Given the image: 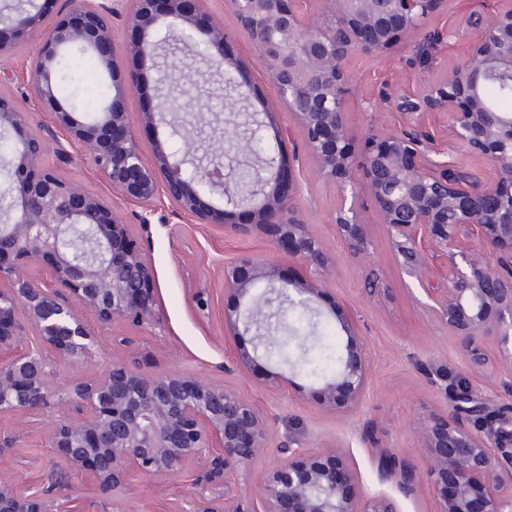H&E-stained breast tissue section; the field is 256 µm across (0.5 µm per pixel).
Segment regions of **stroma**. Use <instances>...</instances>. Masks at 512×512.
I'll use <instances>...</instances> for the list:
<instances>
[{"instance_id":"35a3bbf8","label":"stroma","mask_w":512,"mask_h":512,"mask_svg":"<svg viewBox=\"0 0 512 512\" xmlns=\"http://www.w3.org/2000/svg\"><path fill=\"white\" fill-rule=\"evenodd\" d=\"M477 7L476 0H445L439 13L412 41L377 57L353 60L345 123L354 146H361L372 132L393 130L402 124L395 112L367 111L368 100L391 88L416 89L434 76L438 66L454 65L464 55L465 39L448 47L440 35L447 29L463 27L465 15ZM224 28L229 35V53L248 64L255 86L242 109L263 111L269 98L266 75L257 65L251 45L238 34L232 15H225ZM36 48L35 41L30 40L13 51L0 91L12 95L23 110L34 113L39 128L51 130L55 127L53 117L39 111L27 91V74ZM169 60L177 70L193 72L197 81L179 119L201 126L206 135L219 134L230 114L218 110L217 105L232 98L233 90L225 86L223 77L210 73L194 44L179 45ZM122 75L129 86L123 105L146 154H153L158 148L176 150L178 144L169 138L167 127L153 128L139 121L140 112L149 107L155 95V71L129 59L122 66ZM292 125L289 112L272 111L258 137L270 143L277 135L288 136V161L301 187L296 215L324 243L336 263L328 289L316 302L320 321L336 350H343L351 338L362 343L368 381L361 402L346 414L325 411L307 391L310 379L299 372L293 375V389L268 391L263 379L272 364L265 358L247 370L233 369L239 343L224 327V309L230 304L224 296V261L241 253L257 257L273 254L283 277L302 281L310 278L312 271L285 248L276 247L269 233L255 230L242 236L215 224L198 223L190 216H175L167 221L152 219L142 234L155 271L157 304L166 331L161 337L139 338L138 359L143 368L152 371L202 374L226 385L272 418L274 436H293L309 448L345 449L365 496L389 498L397 512H438L439 495L430 478L431 463L418 434L423 419L448 409V401L435 383L437 375L442 371L452 376L469 372L474 384L500 400L512 395V359L502 355L496 341L490 338L484 348L493 357V364L480 373L471 371L467 353L428 309L426 291L443 283L444 259L430 260L424 281L403 275L379 222L377 207L365 193L360 195L359 204L366 215L370 246L365 255L348 254L332 222L336 188L315 176L302 138L293 132ZM449 125L446 115L432 114L425 118L423 127L447 147L458 170L480 182L489 179V162L454 145ZM57 169L91 192L110 198L129 224H138L142 206L113 194L88 161L77 157L58 164ZM200 292L206 293L210 302L204 312L194 303L195 294ZM125 333L120 326L100 328L94 363L78 369L61 367V375L80 379L108 368L113 359L124 354L112 339ZM21 460L31 463L26 478L35 486H43L45 470L55 460L53 449L44 443L43 428L34 427L24 444L0 447V473L11 474L14 463ZM386 460L415 473L413 491L403 492L397 480L381 479L380 467ZM191 484L188 475L166 484L137 483L123 496L122 506L125 512H183Z\"/></svg>"}]
</instances>
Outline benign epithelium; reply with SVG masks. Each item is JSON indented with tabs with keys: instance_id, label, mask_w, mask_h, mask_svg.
Returning <instances> with one entry per match:
<instances>
[{
	"instance_id": "obj_1",
	"label": "benign epithelium",
	"mask_w": 512,
	"mask_h": 512,
	"mask_svg": "<svg viewBox=\"0 0 512 512\" xmlns=\"http://www.w3.org/2000/svg\"><path fill=\"white\" fill-rule=\"evenodd\" d=\"M321 2L316 18L303 8L305 0H222V8L256 52L271 103L292 114L317 176L336 186L333 223L351 253L368 249L365 217L351 202L364 190L377 204L403 271L421 280L429 254L446 258L445 286L426 289L430 311L455 333L474 365L487 366L484 339L512 345V117L491 108L480 87L489 78L512 76V0L471 12L464 32L447 30L448 41L468 35L460 63L439 69L416 90L394 89L370 103L399 113L403 124L368 136L357 160L344 119L353 58L384 54L411 40L444 0ZM116 16L142 37L116 43ZM164 31L192 40L204 35L207 67L230 77L237 91L250 86L242 62L226 53L224 18L208 13L204 0H67L50 20L44 10L16 12L8 36H0V67L17 44L38 37L29 90L65 133L63 140L48 141L35 129L32 113L0 93V129L18 134L7 162L13 221L0 225V416L16 417V439L43 417L63 474L72 482L92 478L112 492L114 502L134 480L190 474L191 507L185 512H256L237 490L238 475L268 452L271 420L254 403L207 376L145 371L127 357L93 377L58 381V363L83 367L95 360V325L161 336L165 321L140 237L107 198L47 164L51 152L60 161L80 155L112 192L145 207L143 230L162 197L171 214L193 215L201 224L222 226L229 215L249 208L255 224L232 229L247 234L269 225L291 254L314 268L312 279L293 283L279 277L273 255L224 262V294L236 301L224 312V328L238 339L250 337L252 349H239L244 363L272 341L260 333L259 321L270 297L285 293L294 306L311 311L335 272L322 242L296 218L295 195L284 188L293 181L284 136L251 162L245 195L224 178L218 158L230 143L242 149L248 135L226 128L224 139L209 145L213 159L199 156L200 131L173 117L196 82L190 72L173 78L158 69ZM70 47L90 51L111 81L114 95L91 120L57 92L55 63ZM126 57L157 69L155 103L142 120L169 126L181 141L178 153L160 149L148 160L128 113L117 105ZM429 114L450 116L455 144L492 162L490 181L477 183L454 168L448 151L422 130ZM204 189L223 203L203 207ZM259 283L266 289L256 295ZM367 378L363 345L350 341L336 374L322 380L318 403L334 413L352 410ZM264 386L277 392L292 383L278 365ZM450 389L446 415L419 427L440 512H512V411L492 413V400L464 373ZM275 450L274 463L255 485L262 512H395L387 498L361 497L344 449L305 448L288 435ZM381 475L398 477L405 491L416 481L414 473L390 463ZM0 512L79 510L50 486L0 476Z\"/></svg>"
}]
</instances>
